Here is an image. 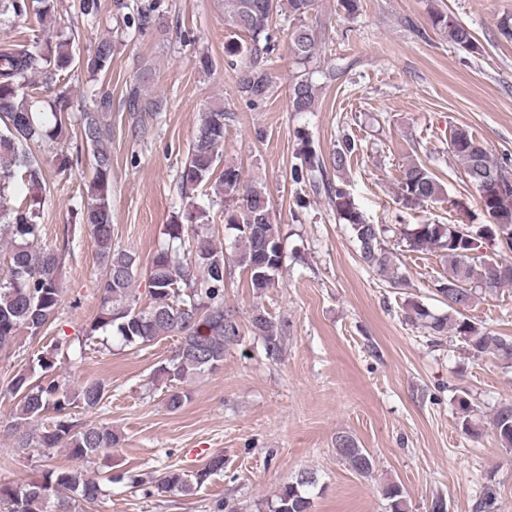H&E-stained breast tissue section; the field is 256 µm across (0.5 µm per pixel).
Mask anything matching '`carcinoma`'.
<instances>
[{"label":"carcinoma","instance_id":"carcinoma-1","mask_svg":"<svg viewBox=\"0 0 512 512\" xmlns=\"http://www.w3.org/2000/svg\"><path fill=\"white\" fill-rule=\"evenodd\" d=\"M58 0H0V16L12 14L22 19L35 17L42 25L58 14ZM315 0H224V23L247 36L242 43L224 46V63L235 72L239 99L251 110L264 107L274 91L268 62L278 50L277 28L273 19L283 13L289 20L288 50L300 69L289 87L291 111L305 113L316 108L320 86L314 79L319 46L306 19ZM111 9L128 28L144 33L164 27L160 0H112ZM74 12L86 22L101 15V0H76ZM431 26L447 34L448 40L464 50L475 51L470 28L435 9ZM115 45L102 37L84 58L73 51L71 37L53 39L33 34L21 49L0 51V243L9 248L8 272L0 277V350L8 349L20 332L35 338L57 319L62 300V268L77 227L90 229L99 260L97 287L100 310L83 336H62L50 353L36 358L29 368L14 374L7 391L16 399L9 422L15 432L14 447L26 453L35 449L48 456L54 448L65 449L76 465L49 466L38 478L15 485L0 484V503L8 512H79V506L96 501L103 487L127 480L131 487H145L149 495H187L207 479L224 470V455L212 456L194 474L179 468L162 473H134L126 477L97 476L88 464L107 448L116 447L121 436L106 425H84L73 419L72 411L91 412L101 407L108 389L99 380L71 385L50 377L58 366L78 363L87 347L100 344L109 350V340L138 350L176 335L179 343L156 369L166 380L167 411L176 413L189 401L181 387L187 380L213 372L224 365L229 346L241 338V325L235 312L225 304L224 279L219 270L226 265L224 250L216 246L210 233L206 209L191 201V193L208 186L224 199V223L233 231L235 251L231 260L247 272L257 291L275 286L283 268L284 255L278 252L280 231L273 218L267 188L243 179L240 168L224 166L216 172L224 151V120L228 113L217 106L199 113L197 132L178 174L177 189L189 199L183 219L166 227L168 243L155 252L146 267L148 303L141 306L134 288L140 271L135 253L113 242L112 235V152L106 115L112 108L109 94L94 103L95 110L79 116L81 142L90 152L93 170L87 185L88 201L71 212V224L53 245H39L42 233L40 205L44 189L42 162L31 153V146L58 141L66 132L73 110V99L66 78L81 64L92 74L112 66ZM41 74L42 86L57 92L49 100L54 124L49 126L37 112L39 100L31 89V74ZM135 112H158L157 102L141 96V81L134 80L127 94ZM298 162L289 175L296 184H307L322 193L340 224L349 226L359 256L369 268L397 288L404 282L395 256L385 246L386 228L372 224L357 207L343 184L329 177L327 166L341 173L358 149L346 134L325 163L308 132H296ZM450 151L461 166L466 181L476 188L488 224H407L402 232L411 251H438L448 269L435 283L440 302L448 313L437 315L420 302L407 303L408 320L433 337L457 336L472 355L490 353L512 363V337L501 336L474 322L466 314L479 295H493L512 288V201L502 198L512 193V164L495 158L485 144L465 128H457L450 139ZM56 169L65 173L83 164L80 147L55 153ZM19 182L27 189L17 200L10 192ZM444 188L425 163L413 159L402 169L398 194L411 208L433 201ZM190 228H185V224ZM263 339L267 358L282 355L281 330L264 311L256 310L250 320ZM490 427L500 443L512 447V402L499 404ZM336 455L348 469L367 477L373 473L374 459L351 434L336 436ZM319 480L311 471H301L267 502L268 512H311L312 494ZM390 512H407L402 487L391 483L384 488Z\"/></svg>","mask_w":512,"mask_h":512}]
</instances>
